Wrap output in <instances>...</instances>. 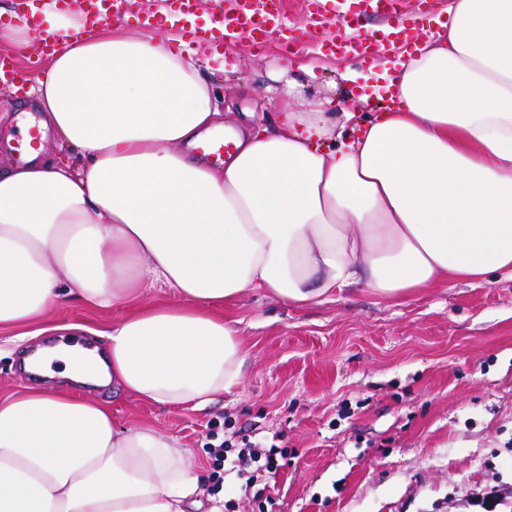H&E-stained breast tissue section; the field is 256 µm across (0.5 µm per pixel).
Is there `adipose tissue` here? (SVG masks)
Listing matches in <instances>:
<instances>
[{
    "label": "adipose tissue",
    "instance_id": "adipose-tissue-1",
    "mask_svg": "<svg viewBox=\"0 0 512 512\" xmlns=\"http://www.w3.org/2000/svg\"><path fill=\"white\" fill-rule=\"evenodd\" d=\"M0 29L57 40L25 83L59 147L0 171V326L69 297L128 307L106 355L37 348L27 371L165 405L235 391L247 354L212 314L255 292L315 306L359 285L399 303L449 280L512 272V0H449L448 21L389 78L393 107L336 130L282 113L239 133L222 166L193 149L223 109L201 74L224 57L160 35L69 20L52 0ZM169 288L178 304L145 303ZM199 476L177 441L119 428L93 398L25 389L0 401V512H189Z\"/></svg>",
    "mask_w": 512,
    "mask_h": 512
}]
</instances>
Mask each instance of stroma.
Masks as SVG:
<instances>
[{
    "label": "stroma",
    "instance_id": "1",
    "mask_svg": "<svg viewBox=\"0 0 512 512\" xmlns=\"http://www.w3.org/2000/svg\"><path fill=\"white\" fill-rule=\"evenodd\" d=\"M332 0H282V21L301 34L292 52L278 35L263 50L249 39L224 41L223 74L213 77L224 123L275 126L285 109L334 111L365 119L366 86L405 58L398 44L363 63L332 54ZM311 72L286 68L288 57ZM0 170L15 164L7 136L33 99L0 88ZM238 320L249 358L239 388L204 408L161 405L111 387L60 379L53 389L109 402L121 428L150 427L185 448V462L204 483L202 512H512V274L482 283L449 282L390 304L354 288L317 306L296 307L264 293L219 306ZM120 310L67 299L41 325L45 332L12 348L18 327H0V400L32 385L20 358L49 343L51 328L93 329L88 347L105 349L98 329ZM232 427L277 445L276 484L246 483L211 454L214 438Z\"/></svg>",
    "mask_w": 512,
    "mask_h": 512
}]
</instances>
